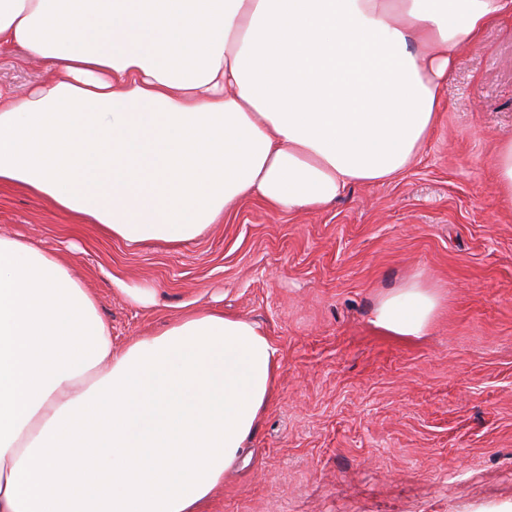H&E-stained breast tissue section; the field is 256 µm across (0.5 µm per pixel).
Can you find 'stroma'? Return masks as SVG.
Instances as JSON below:
<instances>
[{"label": "stroma", "mask_w": 512, "mask_h": 512, "mask_svg": "<svg viewBox=\"0 0 512 512\" xmlns=\"http://www.w3.org/2000/svg\"><path fill=\"white\" fill-rule=\"evenodd\" d=\"M49 70L0 49V87ZM512 138V20L458 51L440 121L394 180L280 212L248 197L177 247L130 245L50 200L0 187V235L65 256L114 350L189 310L256 324L276 394L207 512H512V208L495 190ZM421 277L444 306L422 336L372 322ZM146 285L152 304L127 294Z\"/></svg>", "instance_id": "35a3bbf8"}]
</instances>
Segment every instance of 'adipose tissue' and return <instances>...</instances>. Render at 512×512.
I'll return each mask as SVG.
<instances>
[{"instance_id":"adipose-tissue-1","label":"adipose tissue","mask_w":512,"mask_h":512,"mask_svg":"<svg viewBox=\"0 0 512 512\" xmlns=\"http://www.w3.org/2000/svg\"><path fill=\"white\" fill-rule=\"evenodd\" d=\"M512 0H0V184L131 244L179 245L255 196L323 209L392 180L439 122L460 47ZM412 278L374 324L421 336ZM255 324L190 311L113 353L64 257L0 236V512H202L273 400ZM51 72L40 59L27 56L20 47L0 50V87L17 93L27 86L46 79Z\"/></svg>"}]
</instances>
